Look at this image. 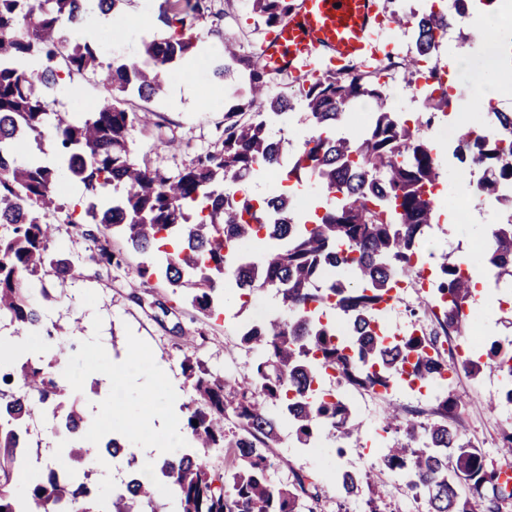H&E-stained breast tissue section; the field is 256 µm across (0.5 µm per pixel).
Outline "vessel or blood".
Wrapping results in <instances>:
<instances>
[{
	"label": "vessel or blood",
	"instance_id": "b4317fda",
	"mask_svg": "<svg viewBox=\"0 0 512 512\" xmlns=\"http://www.w3.org/2000/svg\"><path fill=\"white\" fill-rule=\"evenodd\" d=\"M378 0H299L259 52L265 70L310 68L322 52L339 62H370L380 51Z\"/></svg>",
	"mask_w": 512,
	"mask_h": 512
}]
</instances>
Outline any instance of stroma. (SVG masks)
Segmentation results:
<instances>
[{"instance_id": "35a3bbf8", "label": "stroma", "mask_w": 512, "mask_h": 512, "mask_svg": "<svg viewBox=\"0 0 512 512\" xmlns=\"http://www.w3.org/2000/svg\"><path fill=\"white\" fill-rule=\"evenodd\" d=\"M163 3L164 0H129L123 13L111 16L108 26L98 31L102 56L109 60L133 53L148 30L166 35L167 29L158 19ZM208 6L192 29L198 40L197 51L172 67L162 98L145 102L129 96L124 101L128 111L148 110L154 114L151 124L136 126L132 131V156L138 163L170 175L191 165L200 155L221 147L229 94L223 81L213 77L211 65L223 58L225 41L236 42L241 54L255 55L265 36L264 26L252 13L249 0H209ZM506 17L512 18V0H475L464 22L434 54L443 66L460 56L469 62L468 69L451 77L449 108L437 112L431 128L425 132L440 160L448 158V144L440 139L442 131L451 125L471 124L477 116L467 92L473 71L481 69L485 60L474 54L466 34L479 26L501 27ZM109 96L98 74L75 73L51 97L50 107L80 116L95 111ZM166 140L175 141L176 149L163 148ZM453 175V169L444 168L445 191L439 196L434 224L424 245L434 254L444 250L455 254L466 249L475 256L486 226L496 223L505 207L485 199L470 210L468 223L454 222L456 207L446 194L455 185ZM110 244L113 251L122 254L120 266L99 269L96 276L71 279L62 286L55 277H45L52 300L45 303L43 325L32 337L34 343L42 346L49 332L60 326H74L67 345L70 372L79 395L88 391L96 379L91 370L95 346L106 347L108 356L103 364L108 370L130 359L133 347L144 349L145 356L134 369L135 382H127L123 377L114 380L108 390L99 392L95 402L82 405L86 419L101 425L107 434L114 428V412L142 407L138 384L155 372L163 374L162 391L174 393L178 404L188 402L189 386L180 368L184 337H194V354L204 367L224 376L234 375L254 356L240 342L243 325L277 310L272 292L259 290L247 304L231 299L216 314L204 315L182 292L172 290L161 275H138V267L152 265V257L131 250L117 233L111 236ZM474 270L490 288L479 307L480 316L472 329L473 341L487 336L512 339V292L493 288L495 270L488 263H476ZM500 390V377L488 368L476 377L461 374L454 388L457 395L471 402L462 424L464 435L493 462L500 459V432L507 416L512 414V404L499 401ZM493 397L498 404L495 409H487L484 402ZM271 455L275 462L274 481H290L296 472L315 477L320 494L315 512H364V500L345 497L338 490L333 476L339 469H373L371 495L379 500L383 512H412L417 506L400 474L375 468L374 458L362 456L358 448L337 449L331 438L321 437L313 447L302 448L291 431L284 428Z\"/></svg>"}]
</instances>
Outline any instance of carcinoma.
<instances>
[{
  "label": "carcinoma",
  "mask_w": 512,
  "mask_h": 512,
  "mask_svg": "<svg viewBox=\"0 0 512 512\" xmlns=\"http://www.w3.org/2000/svg\"><path fill=\"white\" fill-rule=\"evenodd\" d=\"M126 0H0V319L21 337L42 322L33 290L51 274L59 284L85 277L89 270L121 265L101 228L122 234L144 254H165V278L183 291L200 312L212 314L225 294L230 269L237 293L269 289L281 313L246 326L241 342L257 351L239 376L215 375L191 353L180 367L190 386L183 430L194 450L166 457L156 469L177 504V512H314L317 485L295 472L293 480L270 477V449L279 444V423L307 446L321 433L359 440L362 427L341 397L327 400L321 385L328 368L342 383L367 389L394 387L408 376L423 384L437 379L442 361L430 354L434 336L408 332L395 336L381 320L382 304L399 277L415 274L427 229L434 223V190L443 180L441 164L419 126L409 125L392 107L373 72L348 63L328 68L299 85L304 120L317 130L292 154L275 138L269 123L293 110L290 99L268 89L267 71L255 57L224 44V62L215 76L232 89L220 150L198 158L175 175L143 166L130 155L129 134L150 113L129 112L119 96L159 98L170 68L196 51L194 21L208 0H170L159 21L167 38L143 40L140 56L106 62L97 39L74 41L70 24L100 13L117 14ZM267 28L293 11L292 0H251ZM392 17L413 29L415 53L404 63L415 72L439 46L448 12L434 8ZM64 56L68 72L92 70L115 92L96 112L74 118L52 112L49 97L64 83L55 66ZM368 99L371 121L358 133L340 136L337 125L350 105ZM427 107L448 108L449 90L425 91ZM254 117L240 121L237 115ZM52 128L63 166L90 194L81 221L67 214L73 230L92 242L90 254L75 261L49 250L57 226L49 218L65 209L58 195L57 170L32 156L16 158L15 144L35 142ZM465 165L475 161L485 176L479 196L512 205V112L499 113L492 133L462 135L454 149ZM269 168L285 180L316 185L320 196L308 215L294 206L295 191L285 187L263 198L237 196L238 187ZM492 246L478 260L496 269L497 280L512 278V223L490 228ZM272 242L252 261L240 257L241 244ZM438 292L448 308L436 318L445 335L469 336L472 278L461 262L442 256ZM501 377L499 399L512 403V339L493 340L483 357L465 363L477 375L485 367ZM62 371L49 372L28 358L0 366V509L5 512H98L90 503L99 491L70 480L67 471L43 458L41 445H26L31 424L50 416L73 440L70 466L89 477L91 457L100 448L110 456L125 452L117 438L89 440L77 401L68 397ZM431 417L403 415L387 408L381 431L388 441L379 463L406 479L425 512H499L512 499V478L487 463L482 450L448 420L467 411L452 392L435 396ZM235 419L229 433L224 422ZM198 424H192V421ZM225 450L237 465L217 473L209 453ZM30 472L24 493L18 474ZM335 481L347 497L363 494L370 472L339 471ZM104 512H165L147 482L132 477L112 490Z\"/></svg>",
  "instance_id": "cac0c4a2"
}]
</instances>
